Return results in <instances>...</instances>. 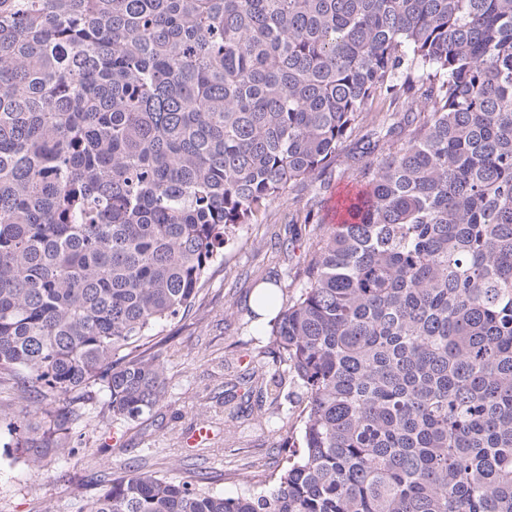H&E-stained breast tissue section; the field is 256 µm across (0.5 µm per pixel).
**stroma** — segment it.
Masks as SVG:
<instances>
[{"label":"stroma","instance_id":"stroma-1","mask_svg":"<svg viewBox=\"0 0 512 512\" xmlns=\"http://www.w3.org/2000/svg\"><path fill=\"white\" fill-rule=\"evenodd\" d=\"M400 144L397 138L382 142L365 155L360 134H353L327 168L286 190L261 221L240 228L223 260L205 277L198 299L205 323L191 312L155 330L168 368L166 402L136 421L110 422L100 414L103 393L92 390L80 455L39 476L9 463L0 447V512L47 507L74 512L79 499L104 488L108 471L137 465L171 477L189 469L207 473L211 489L227 496L262 491L266 478L285 461L282 443L294 429L306 392L272 352L267 324L256 323L255 294L264 285L299 292L339 193L364 187L361 168L376 165ZM293 216L298 219L294 225L289 222ZM255 366L276 373L280 381L277 401L260 409L248 401L244 386H226ZM202 414L209 418V439L198 450L184 447V434Z\"/></svg>","mask_w":512,"mask_h":512}]
</instances>
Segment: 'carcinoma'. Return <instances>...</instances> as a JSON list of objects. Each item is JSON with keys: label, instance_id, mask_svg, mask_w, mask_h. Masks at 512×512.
Wrapping results in <instances>:
<instances>
[{"label": "carcinoma", "instance_id": "obj_1", "mask_svg": "<svg viewBox=\"0 0 512 512\" xmlns=\"http://www.w3.org/2000/svg\"><path fill=\"white\" fill-rule=\"evenodd\" d=\"M382 96L405 141L262 296L307 394L288 467L114 471L76 512H512V0H0V374L61 400L12 461L73 459L93 385L110 420L163 403L145 340Z\"/></svg>", "mask_w": 512, "mask_h": 512}]
</instances>
